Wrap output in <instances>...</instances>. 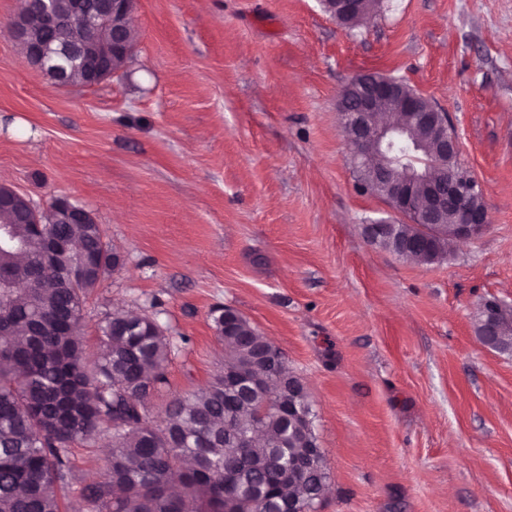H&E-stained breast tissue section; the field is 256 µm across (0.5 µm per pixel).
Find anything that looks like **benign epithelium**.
I'll return each mask as SVG.
<instances>
[{"instance_id": "1", "label": "benign epithelium", "mask_w": 512, "mask_h": 512, "mask_svg": "<svg viewBox=\"0 0 512 512\" xmlns=\"http://www.w3.org/2000/svg\"><path fill=\"white\" fill-rule=\"evenodd\" d=\"M137 6V0H70V10L58 13L50 0H43L38 13L40 24L57 28L61 41L55 47L40 45L35 36L37 27L29 22L30 13L16 15L10 24V33L16 40L30 44L29 62L44 71L58 85L67 87L68 64L81 54L84 45L95 43L93 52L85 55L83 67L86 85L94 86L117 73L114 62L118 58L129 60L135 50L128 37V27ZM338 115L345 141L355 156H372L373 151L389 152L399 135L407 128L428 130L435 142L436 155L415 161L422 163L421 177L403 176L390 167L378 170L375 178L383 187L393 212L403 218L418 211L422 223H433L436 216L453 207L454 222L448 225V237L455 242L477 236L489 223L487 210L473 211L466 207V198L483 194L476 177L451 179L442 185L424 175L432 165L443 166L448 158L461 155V142L448 113L424 106L417 95L406 94L400 80L393 77L361 78L357 85L355 102L344 95L338 100ZM12 207L26 213L28 223L40 228L45 224L41 213L31 201L14 190L0 196V209ZM55 224H85L90 212L83 206L66 199L57 200L51 210ZM394 221H377L362 226L368 242L385 238ZM483 322L476 335L487 347L500 339V316L506 311L496 299L484 301L480 306ZM272 352L259 353L251 365L224 371V376L241 378L252 370L270 363Z\"/></svg>"}]
</instances>
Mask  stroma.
<instances>
[{"mask_svg": "<svg viewBox=\"0 0 512 512\" xmlns=\"http://www.w3.org/2000/svg\"><path fill=\"white\" fill-rule=\"evenodd\" d=\"M0 0V185L89 209L119 263L88 294L85 344L119 309L173 344L151 402L206 386L230 307L301 378L328 472L317 512H512V0H381L348 29L322 0H138L137 47L94 87L32 66ZM409 84L452 117L490 222L418 264L370 245L337 101L354 76ZM109 434L74 444L62 504L105 478ZM480 309L483 312V322L480 325V329L476 327V335L479 336L480 341L485 346L493 348L501 337L499 331L500 316L507 309L496 299L484 301Z\"/></svg>", "mask_w": 512, "mask_h": 512, "instance_id": "1", "label": "stroma"}]
</instances>
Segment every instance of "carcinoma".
<instances>
[{
  "label": "carcinoma",
  "mask_w": 512,
  "mask_h": 512,
  "mask_svg": "<svg viewBox=\"0 0 512 512\" xmlns=\"http://www.w3.org/2000/svg\"><path fill=\"white\" fill-rule=\"evenodd\" d=\"M369 0L343 23L355 28L376 10ZM427 155L428 133L403 135ZM13 244L0 248V512H61L59 489L71 478V447L90 439L101 425L112 429L107 481L83 490L92 512H278L288 500L299 512H316L328 479L317 453L313 409L299 377L285 360L275 375L224 383V370L202 390L174 397L150 417L152 399L166 383L172 352L160 323L134 312H116L101 326V352L91 357L83 343L87 294L119 259L103 241L99 224H46L43 232L64 242L69 256L84 257L83 275L69 280L61 266L41 261L33 227L13 211L0 210ZM423 243L401 258L427 263L425 251L448 254L450 240L424 236L410 224L398 226ZM224 344V366L249 363L267 345L244 318L224 335V315L213 318ZM304 408L292 421L280 410ZM257 437L254 448L237 437Z\"/></svg>",
  "instance_id": "cac0c4a2"
}]
</instances>
